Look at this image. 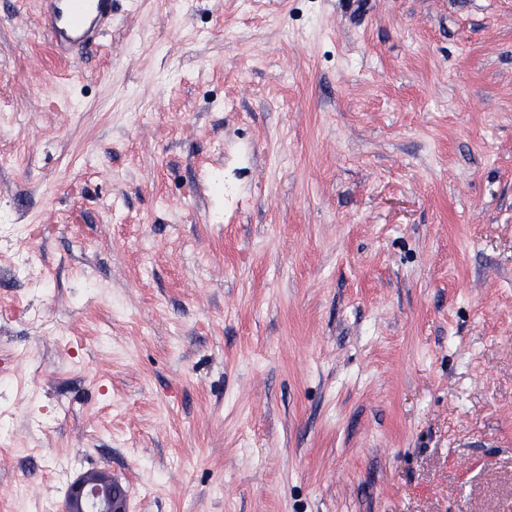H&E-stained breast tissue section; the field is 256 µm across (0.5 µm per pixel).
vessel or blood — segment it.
<instances>
[{
    "label": "vessel or blood",
    "mask_w": 512,
    "mask_h": 512,
    "mask_svg": "<svg viewBox=\"0 0 512 512\" xmlns=\"http://www.w3.org/2000/svg\"><path fill=\"white\" fill-rule=\"evenodd\" d=\"M112 18V0H41L39 27L52 47H83L97 41Z\"/></svg>",
    "instance_id": "vessel-or-blood-1"
}]
</instances>
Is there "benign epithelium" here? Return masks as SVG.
Instances as JSON below:
<instances>
[{
  "instance_id": "7a95c632",
  "label": "benign epithelium",
  "mask_w": 512,
  "mask_h": 512,
  "mask_svg": "<svg viewBox=\"0 0 512 512\" xmlns=\"http://www.w3.org/2000/svg\"><path fill=\"white\" fill-rule=\"evenodd\" d=\"M63 512H127L126 495L112 472H86L70 484Z\"/></svg>"
}]
</instances>
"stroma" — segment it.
<instances>
[{
	"label": "stroma",
	"instance_id": "35a3bbf8",
	"mask_svg": "<svg viewBox=\"0 0 512 512\" xmlns=\"http://www.w3.org/2000/svg\"><path fill=\"white\" fill-rule=\"evenodd\" d=\"M0 0V512H512V0ZM112 18V0H41L39 27L55 48L97 41ZM126 495L106 469L80 474L69 486L63 512H127Z\"/></svg>",
	"mask_w": 512,
	"mask_h": 512
}]
</instances>
